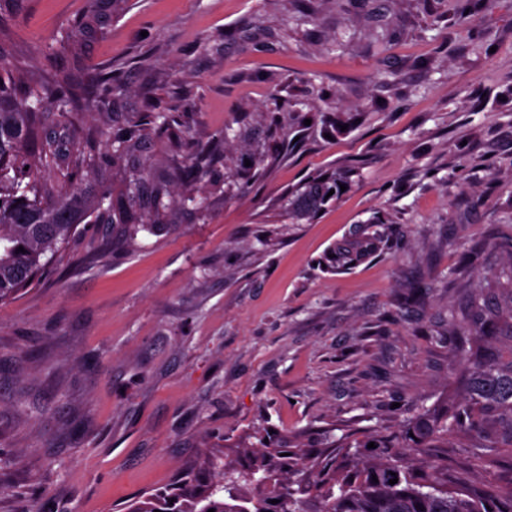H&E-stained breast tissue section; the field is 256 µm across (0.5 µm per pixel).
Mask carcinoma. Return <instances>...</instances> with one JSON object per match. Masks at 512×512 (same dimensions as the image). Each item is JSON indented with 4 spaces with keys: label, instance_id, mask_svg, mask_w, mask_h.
<instances>
[{
    "label": "carcinoma",
    "instance_id": "1",
    "mask_svg": "<svg viewBox=\"0 0 512 512\" xmlns=\"http://www.w3.org/2000/svg\"><path fill=\"white\" fill-rule=\"evenodd\" d=\"M123 0H84L74 22L78 41L63 50L79 54L81 43L104 34ZM24 0H0V302L29 286L44 269L42 259L69 243L77 226L98 208L112 217L118 243L135 242L141 231L160 232L175 222L185 203L208 209L198 184L220 183L216 164L224 160L227 135L211 138L192 154H183L186 132L169 120L148 97L141 116L112 121V132L78 121L85 103L107 112L122 111L125 94L117 70L96 72L66 83L50 74L35 80L20 77L15 44L7 36L9 22ZM62 118L75 146L93 149L112 137V152L72 153L50 136L44 107ZM159 141L165 162L140 167V156ZM47 168L70 171L69 184L54 187L39 179ZM338 179L314 178L289 201L297 222L312 219L329 201ZM387 227L376 219L336 242L326 267L336 273L354 268L381 249ZM23 251H17V248ZM507 305L486 300L471 307L464 342L453 348L464 377V397L448 394L409 417L398 436L374 440L377 452L364 456L347 444L341 464L324 452H288L287 438L267 436L264 451L250 457L248 469L267 474L271 488L252 484L243 469L227 466L212 474L190 470L169 488L136 501L127 512H268L269 496L283 503L282 512H512L497 496L461 495L448 491V464L428 457L433 448L448 447V437L470 438L476 458L493 460L497 450L512 446V271ZM316 471L313 484L294 489L288 474L296 465ZM398 478L391 485L389 480Z\"/></svg>",
    "mask_w": 512,
    "mask_h": 512
}]
</instances>
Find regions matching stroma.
<instances>
[{
  "label": "stroma",
  "mask_w": 512,
  "mask_h": 512,
  "mask_svg": "<svg viewBox=\"0 0 512 512\" xmlns=\"http://www.w3.org/2000/svg\"><path fill=\"white\" fill-rule=\"evenodd\" d=\"M83 5L25 0L26 70L71 78ZM85 62L118 68L125 115L157 97L194 140L227 134L224 191L128 249L79 225L0 303V512H126L239 442L395 435L458 385L446 325L512 269V0H127ZM337 170L289 223V193ZM375 216L383 249L328 272ZM437 454L449 489H512V450ZM339 180L338 178L322 180L318 177L308 181L304 186L305 189L300 192L296 191L294 198L288 201L291 218L296 223L304 219H312L337 194ZM331 189H334V193L327 197Z\"/></svg>",
  "instance_id": "1"
}]
</instances>
